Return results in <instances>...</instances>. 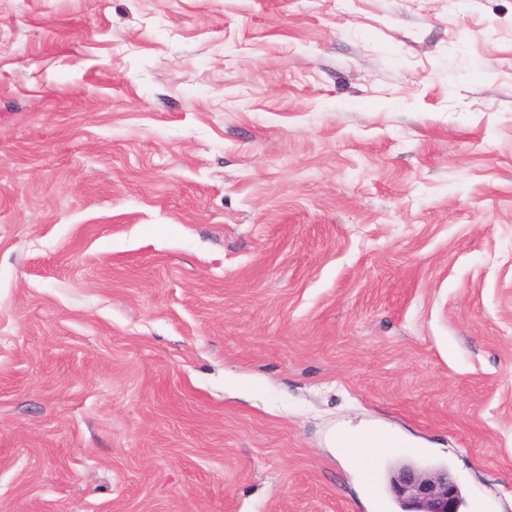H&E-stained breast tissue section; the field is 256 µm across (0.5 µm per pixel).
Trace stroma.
<instances>
[{
    "label": "stroma",
    "mask_w": 512,
    "mask_h": 512,
    "mask_svg": "<svg viewBox=\"0 0 512 512\" xmlns=\"http://www.w3.org/2000/svg\"><path fill=\"white\" fill-rule=\"evenodd\" d=\"M406 463L512 512V0H0V512ZM345 445L348 455L365 469H369L372 461L377 456L393 452L403 446L396 438L370 432L350 436Z\"/></svg>",
    "instance_id": "35a3bbf8"
}]
</instances>
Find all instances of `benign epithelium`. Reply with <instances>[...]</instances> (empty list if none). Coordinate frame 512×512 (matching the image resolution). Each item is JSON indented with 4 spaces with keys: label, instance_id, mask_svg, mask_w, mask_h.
<instances>
[{
    "label": "benign epithelium",
    "instance_id": "7a95c632",
    "mask_svg": "<svg viewBox=\"0 0 512 512\" xmlns=\"http://www.w3.org/2000/svg\"><path fill=\"white\" fill-rule=\"evenodd\" d=\"M395 496L407 505L405 512H460L462 497L446 469H421L405 465L391 478Z\"/></svg>",
    "mask_w": 512,
    "mask_h": 512
}]
</instances>
